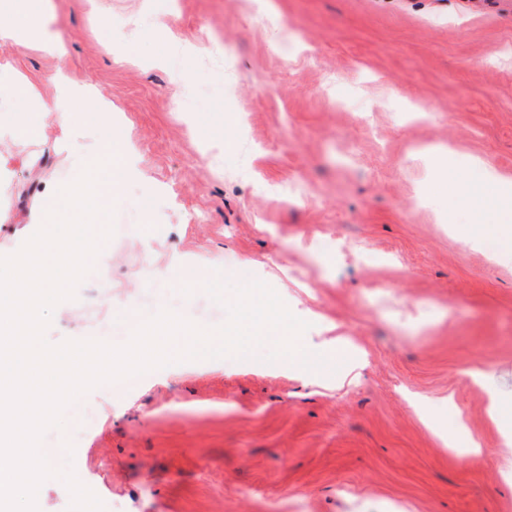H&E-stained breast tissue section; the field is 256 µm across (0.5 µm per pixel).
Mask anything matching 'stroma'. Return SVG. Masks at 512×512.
Returning a JSON list of instances; mask_svg holds the SVG:
<instances>
[{
	"label": "stroma",
	"mask_w": 512,
	"mask_h": 512,
	"mask_svg": "<svg viewBox=\"0 0 512 512\" xmlns=\"http://www.w3.org/2000/svg\"><path fill=\"white\" fill-rule=\"evenodd\" d=\"M160 1L0 0L12 17L51 4L68 50L0 45V71L39 96L0 87V126L50 123L61 68L111 101L126 148L108 249L45 337L124 344L117 308L220 326L190 280L204 269L270 285L325 363L258 347L100 385L45 432L54 468L105 512H512L486 413L491 386L512 418V252L486 231L499 202L428 194L440 144L449 177L474 157L512 173V0ZM136 16L144 30L112 45L108 24ZM75 177L53 140L13 148L0 255L29 238L46 185ZM423 408L459 413L483 455L444 447Z\"/></svg>",
	"instance_id": "obj_1"
}]
</instances>
